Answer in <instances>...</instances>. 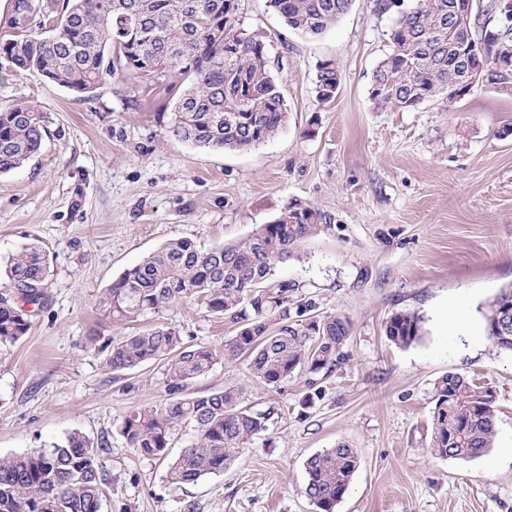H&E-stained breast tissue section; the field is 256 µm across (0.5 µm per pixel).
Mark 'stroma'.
<instances>
[{
	"instance_id": "1",
	"label": "stroma",
	"mask_w": 512,
	"mask_h": 512,
	"mask_svg": "<svg viewBox=\"0 0 512 512\" xmlns=\"http://www.w3.org/2000/svg\"><path fill=\"white\" fill-rule=\"evenodd\" d=\"M237 4L240 23L273 45L288 109L273 139L245 150L167 137L171 97L148 83L109 79L78 97L0 67V109L32 102L47 129L37 157L0 174V269L34 241L50 263L45 307L25 337L0 345V456L78 431L109 444L99 456L111 478L101 512H315L305 462L343 442L360 466L336 512H512V352L494 345L484 317L512 285V96L482 87L449 105L375 108L371 74L413 0H353L317 37L288 30L266 0ZM325 60L341 83L322 105ZM295 200L333 225L274 276L296 282L295 299L349 320L344 358L276 388L240 361L193 380L196 395L243 387L245 405L271 418L230 469L172 488L168 462L193 442V427L178 426L160 459L138 455L119 434L133 407L164 402L163 366L112 372L90 339L166 325L189 343L218 346L237 327L196 302L118 324L99 299L166 242L236 243ZM462 307L466 328L456 324ZM401 311L422 319L421 340L407 347L385 333ZM448 372L495 397L497 433L481 457L430 451L433 386Z\"/></svg>"
}]
</instances>
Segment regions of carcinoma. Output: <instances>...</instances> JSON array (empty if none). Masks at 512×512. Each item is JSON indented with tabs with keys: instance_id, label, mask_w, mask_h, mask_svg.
Returning <instances> with one entry per match:
<instances>
[{
	"instance_id": "1",
	"label": "carcinoma",
	"mask_w": 512,
	"mask_h": 512,
	"mask_svg": "<svg viewBox=\"0 0 512 512\" xmlns=\"http://www.w3.org/2000/svg\"><path fill=\"white\" fill-rule=\"evenodd\" d=\"M352 0H268L290 29L322 34L348 13ZM232 0H63L55 15L35 0H15V38L0 43V59L19 72L32 71L83 95L107 77L133 76L171 91L186 84L173 104L169 137L212 150H244L276 136L288 121L281 88L269 65L270 47L240 26ZM458 10L476 48L461 52L462 40L448 30ZM48 34L28 32L32 22ZM476 87L512 84V0H416L398 15L388 52L372 72L377 108L409 111L429 102L448 104L460 96L456 83L465 70ZM340 86L336 65L318 67L317 100L332 101ZM46 134L44 114L21 102L0 111V174L38 155ZM332 217L298 200L274 221L234 244L208 249L189 239L172 240L126 269L99 300L114 321H127L184 302L201 301L239 325L218 347L192 345L173 328L108 341L105 365L114 372L163 363L166 399L160 406L132 408L120 426L127 447L146 457L167 455L170 435L181 424L195 438L169 462L166 481L175 489L229 469L243 448L267 429L271 413L243 405L244 389L226 387L207 395L186 393L189 384L221 362L244 360L251 375L273 388L308 369L331 371L344 357L350 322L323 315L316 303H295L298 284L272 278L273 268L292 257L299 244L331 229ZM50 264L31 243L5 269L9 288L26 294L0 301V344L15 343L30 329L28 316L44 307ZM30 309H24V306ZM512 307V288L489 302L485 319L495 325L503 306ZM395 344L421 339L415 312H397L386 324ZM494 344L512 351V323L492 331ZM430 448L441 458L469 460L486 454L496 436L493 394L466 375L448 372L434 383ZM79 431L47 448L0 457V512H100L109 476L98 449ZM360 464L345 443L310 456L305 493L316 512H335Z\"/></svg>"
}]
</instances>
